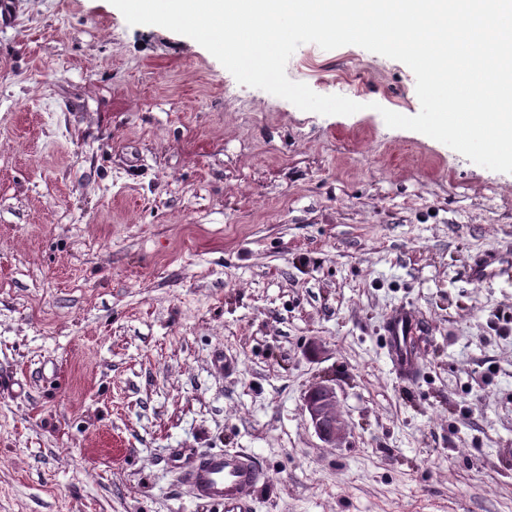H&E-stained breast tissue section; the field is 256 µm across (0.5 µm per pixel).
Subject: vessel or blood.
Returning <instances> with one entry per match:
<instances>
[{"instance_id":"obj_1","label":"vessel or blood","mask_w":512,"mask_h":512,"mask_svg":"<svg viewBox=\"0 0 512 512\" xmlns=\"http://www.w3.org/2000/svg\"><path fill=\"white\" fill-rule=\"evenodd\" d=\"M511 263L501 255L482 253L471 264L469 276L473 283L482 284L496 278ZM419 332L415 316L404 309L397 311L386 325L392 368L405 381L414 380L418 374L419 363L412 348ZM170 465L181 474L195 500L221 506L223 512H253L252 494L266 480L254 459L240 451L177 448Z\"/></svg>"}]
</instances>
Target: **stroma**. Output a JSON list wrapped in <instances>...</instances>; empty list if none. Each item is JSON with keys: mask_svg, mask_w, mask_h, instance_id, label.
Returning <instances> with one entry per match:
<instances>
[{"mask_svg": "<svg viewBox=\"0 0 512 512\" xmlns=\"http://www.w3.org/2000/svg\"><path fill=\"white\" fill-rule=\"evenodd\" d=\"M343 73L363 110L305 112L110 0H0V512H220L175 448L253 454L254 512H512V265L468 278L512 253V173L389 128L420 110L400 61L287 76ZM508 265L507 257L493 253H481L474 258L469 268V276L473 283L483 284L496 278ZM390 340L389 359L396 375L405 381L417 377L419 363L413 354V342L420 333V325L415 316L405 310L397 311L386 325ZM303 406L315 435L330 445L346 438L347 428L339 410L336 389L320 382L310 387L303 396Z\"/></svg>", "mask_w": 512, "mask_h": 512, "instance_id": "stroma-1", "label": "stroma"}]
</instances>
